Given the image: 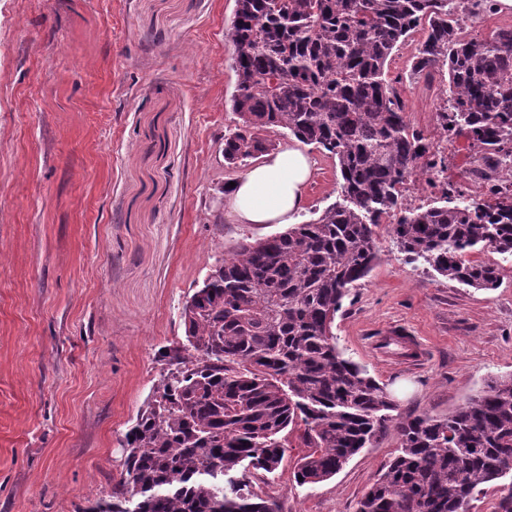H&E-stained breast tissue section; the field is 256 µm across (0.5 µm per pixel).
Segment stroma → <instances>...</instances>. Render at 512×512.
I'll list each match as a JSON object with an SVG mask.
<instances>
[{"label":"stroma","mask_w":512,"mask_h":512,"mask_svg":"<svg viewBox=\"0 0 512 512\" xmlns=\"http://www.w3.org/2000/svg\"><path fill=\"white\" fill-rule=\"evenodd\" d=\"M235 0H0V512H75L106 497L122 441L160 366L185 336L182 310L242 241L279 233L237 224L224 163L237 117L224 31ZM417 31L388 62L406 116L439 139L448 78L411 68ZM301 219L339 196L333 159ZM380 259L332 331L399 412L445 415L488 378L512 373V259L478 291L401 260L387 225ZM409 336L419 364L375 353ZM278 472L251 478L282 512H355L390 460V432L332 478L298 485L296 433Z\"/></svg>","instance_id":"35a3bbf8"}]
</instances>
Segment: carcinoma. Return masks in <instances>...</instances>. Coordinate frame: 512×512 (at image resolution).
I'll return each mask as SVG.
<instances>
[{
	"label": "carcinoma",
	"mask_w": 512,
	"mask_h": 512,
	"mask_svg": "<svg viewBox=\"0 0 512 512\" xmlns=\"http://www.w3.org/2000/svg\"><path fill=\"white\" fill-rule=\"evenodd\" d=\"M224 38L238 122L224 161L267 152V133L334 158L339 200L318 217L242 242L186 302L185 339L158 351L149 399L124 436L125 473L111 499L78 512H281L239 468L273 475L298 431L300 484L335 475L394 424L399 446L357 512H459L512 476V374L487 381L446 416L396 413L384 386L343 357L332 332L343 299L371 272L374 227L399 252L476 290L501 285L512 257V196L454 185L426 207L404 203L415 172L431 183L444 160L406 120L388 77L397 43L426 31L414 68L448 72L436 113L474 161L512 153V27L462 35L459 0H235Z\"/></svg>",
	"instance_id": "cac0c4a2"
}]
</instances>
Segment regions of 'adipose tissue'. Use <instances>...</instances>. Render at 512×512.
<instances>
[{
	"instance_id": "ef3b65f1",
	"label": "adipose tissue",
	"mask_w": 512,
	"mask_h": 512,
	"mask_svg": "<svg viewBox=\"0 0 512 512\" xmlns=\"http://www.w3.org/2000/svg\"><path fill=\"white\" fill-rule=\"evenodd\" d=\"M315 170L316 161L305 150L279 148L236 179L224 205L238 224L296 223Z\"/></svg>"
}]
</instances>
